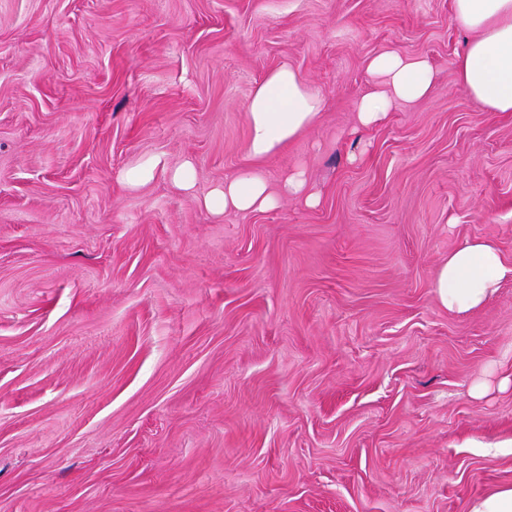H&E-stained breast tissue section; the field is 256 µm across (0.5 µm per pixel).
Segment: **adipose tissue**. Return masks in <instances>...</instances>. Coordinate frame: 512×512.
<instances>
[{"instance_id": "ef3b65f1", "label": "adipose tissue", "mask_w": 512, "mask_h": 512, "mask_svg": "<svg viewBox=\"0 0 512 512\" xmlns=\"http://www.w3.org/2000/svg\"><path fill=\"white\" fill-rule=\"evenodd\" d=\"M452 21L470 34L454 61L459 87L483 111L512 112V0H452ZM367 71L382 86L359 101L357 121L363 128L381 124L396 105L429 99L437 84V71L428 59L393 50L371 57ZM322 111V96L292 66L269 71L255 85L246 110L250 165L209 192L203 200L205 208L216 215L229 210L265 211L277 207L285 196L316 204V197L307 192L304 171L288 173L274 189L264 164L297 142ZM509 277L512 265L499 246L473 239L449 251L430 286L443 309L463 315L481 308Z\"/></svg>"}]
</instances>
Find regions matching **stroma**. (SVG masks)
<instances>
[{"label":"stroma","mask_w":512,"mask_h":512,"mask_svg":"<svg viewBox=\"0 0 512 512\" xmlns=\"http://www.w3.org/2000/svg\"><path fill=\"white\" fill-rule=\"evenodd\" d=\"M451 2L0 0V512H469L512 485V279L463 316L430 288L468 240L512 263V114L458 87ZM386 50L435 93L362 129ZM283 64L325 108L266 172L319 203L214 216ZM155 178V165L142 164L128 169L124 175V182L130 189H139L152 183Z\"/></svg>","instance_id":"1"}]
</instances>
